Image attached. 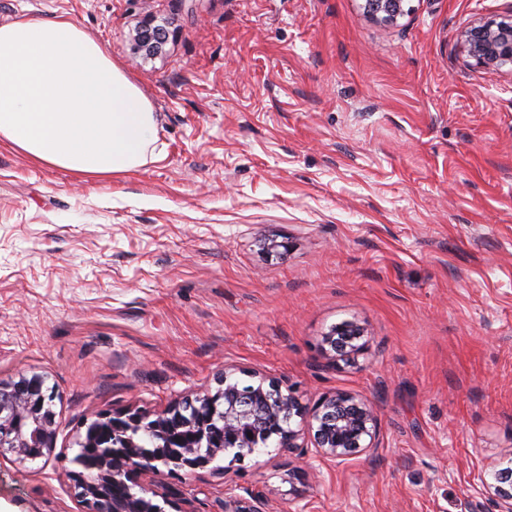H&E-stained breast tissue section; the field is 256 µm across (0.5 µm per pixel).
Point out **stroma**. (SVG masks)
<instances>
[{
	"mask_svg": "<svg viewBox=\"0 0 512 512\" xmlns=\"http://www.w3.org/2000/svg\"><path fill=\"white\" fill-rule=\"evenodd\" d=\"M411 6L384 25L362 0H0V24L64 15L103 43L163 152L96 179L0 146V378L43 375L59 422L38 472L0 464V512H76L81 423L223 371L307 407L366 398L380 445L166 476L191 512H221L228 475L273 512H496L477 485L512 459V73L457 34L512 0ZM344 321L368 348L335 364ZM364 328L353 321L333 326L322 339V350L334 358H354L366 349ZM328 347V348H327Z\"/></svg>",
	"mask_w": 512,
	"mask_h": 512,
	"instance_id": "stroma-1",
	"label": "stroma"
}]
</instances>
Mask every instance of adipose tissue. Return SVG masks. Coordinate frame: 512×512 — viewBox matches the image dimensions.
<instances>
[{"label":"adipose tissue","mask_w":512,"mask_h":512,"mask_svg":"<svg viewBox=\"0 0 512 512\" xmlns=\"http://www.w3.org/2000/svg\"><path fill=\"white\" fill-rule=\"evenodd\" d=\"M160 119L105 46L71 19L0 25V145L109 177L159 160Z\"/></svg>","instance_id":"ef3b65f1"}]
</instances>
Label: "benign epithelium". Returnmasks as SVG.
<instances>
[{"label":"benign epithelium","instance_id":"1","mask_svg":"<svg viewBox=\"0 0 512 512\" xmlns=\"http://www.w3.org/2000/svg\"><path fill=\"white\" fill-rule=\"evenodd\" d=\"M409 0H363L370 19L394 25L412 8ZM462 53L485 70L512 73V11L470 25L458 34ZM364 328L353 321L333 326L322 339V350L332 358H352L366 349ZM43 377L20 373L0 379V462L24 465L55 454L59 425ZM264 416L268 439L277 450L305 466L326 460H352L378 447L380 421L374 405L348 393L325 395L304 407L292 393H283L273 381H260L240 391L229 375L213 393L186 398L150 417L138 411H106L82 423L76 445L93 457L84 471H70L67 480L76 490L78 512H165L163 505L184 512L178 493L163 481L164 474L183 471L188 476L208 468L228 452L242 461L258 451L248 423ZM298 423H293L294 418ZM141 432H156L164 446L147 449L137 440ZM313 447L312 455L306 448ZM483 491L512 512V465L496 466L480 478ZM160 497L159 504L154 498ZM224 512H271L259 493L244 497L236 485L224 482Z\"/></svg>","mask_w":512,"mask_h":512}]
</instances>
